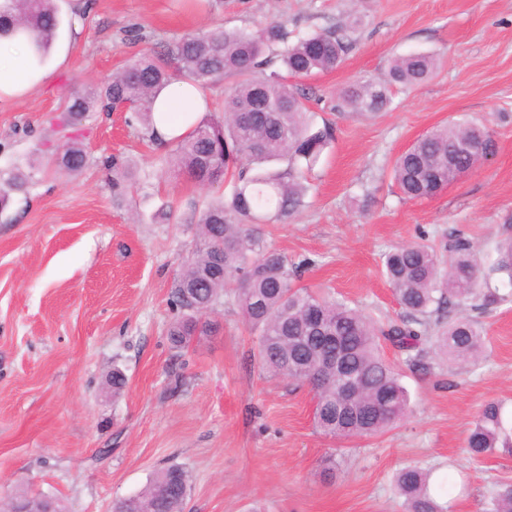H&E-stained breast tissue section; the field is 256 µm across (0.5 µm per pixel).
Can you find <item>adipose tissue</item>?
Segmentation results:
<instances>
[{
  "label": "adipose tissue",
  "mask_w": 512,
  "mask_h": 512,
  "mask_svg": "<svg viewBox=\"0 0 512 512\" xmlns=\"http://www.w3.org/2000/svg\"><path fill=\"white\" fill-rule=\"evenodd\" d=\"M62 54L52 50L40 55L34 36L26 31L0 37V103L23 98L43 84ZM208 107L199 88L175 82L164 88L153 103L154 133L165 144L192 131Z\"/></svg>",
  "instance_id": "1"
}]
</instances>
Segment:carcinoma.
I'll use <instances>...</instances> for the list:
<instances>
[{"instance_id":"obj_1","label":"carcinoma","mask_w":512,"mask_h":512,"mask_svg":"<svg viewBox=\"0 0 512 512\" xmlns=\"http://www.w3.org/2000/svg\"><path fill=\"white\" fill-rule=\"evenodd\" d=\"M60 24L54 0H3L0 34L23 28L49 47ZM350 43L332 31L300 36L288 42L271 23L257 31L218 29L181 37L158 56L144 54L100 86L76 90L65 108L66 127L80 123L95 106L121 111L136 101L135 119L153 137L152 104L156 93L175 81L205 89L233 75L239 81L224 98L220 120H201L177 143L173 168L188 181L213 187L226 176L234 180L228 197L206 202L197 221L199 248L171 290V305L181 316L169 338L181 348L196 333L217 331L206 319L229 299L256 336V356L271 378L308 384L314 394V421L327 437L352 440L376 436L411 412L410 395L398 370L380 353L389 343L406 355L411 369L423 370L431 345L449 359L474 363L484 351L478 321L463 314L474 304L485 309L504 300L490 275L512 285V235L496 250L483 276L473 259L472 242L458 234L448 238L443 257L432 247L397 246L383 261V273L402 313L378 322L349 304L295 286L298 266L269 247L259 224L284 221L305 206L304 171L311 169L333 138V129L314 126L290 77H312L334 69ZM430 53L395 58L385 81L368 80L345 87L342 104L351 112L373 113L390 103L388 85L414 86L435 72ZM470 150H457L462 141ZM495 147L484 125L451 123L418 139L396 159L393 177L404 198L436 195L464 173L476 170ZM455 163L448 166V153ZM86 163L80 143L68 139L56 146L47 165L77 172ZM33 174L21 170L0 176V208L10 196L27 191ZM134 186L126 163L112 156V191L127 194ZM335 335L342 346L339 367L325 364L318 336ZM474 458L512 456V416L495 400L486 402L467 438ZM397 490L407 512H444L440 498L455 488L449 479L433 490L428 474L405 466L396 474ZM189 476L177 466L159 471L136 494L144 512H183ZM492 512H512V486L493 498Z\"/></svg>"}]
</instances>
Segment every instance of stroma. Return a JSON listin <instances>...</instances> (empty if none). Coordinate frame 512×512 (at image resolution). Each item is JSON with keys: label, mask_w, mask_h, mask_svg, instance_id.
Masks as SVG:
<instances>
[{"label": "stroma", "mask_w": 512, "mask_h": 512, "mask_svg": "<svg viewBox=\"0 0 512 512\" xmlns=\"http://www.w3.org/2000/svg\"><path fill=\"white\" fill-rule=\"evenodd\" d=\"M63 63L28 96L0 103V172L34 167L26 193L0 211V508L40 494L59 512H111L161 468L191 476L183 512H406L396 472L415 465L432 483L453 478L448 512H488L512 483V456L471 457L466 438L488 400L512 409V295L477 312L478 364L430 353L427 371L401 370L412 412L386 432L334 440L314 425L310 388L271 379L232 303L211 318L218 333L173 348L169 303L197 242L208 190L167 165L172 145L144 137L127 112L89 113L77 135L87 156L71 175L43 153L72 91L100 84L145 52L217 27L280 22L289 38L336 30L351 48L341 64L297 82L316 124L333 139L307 174L305 207L262 228L266 243L303 262L301 286L372 319L401 308L383 275L385 254L449 234L470 239L478 265L512 224V0H56ZM434 54L431 79L390 88V108L358 115L340 105L350 83L383 80L391 60ZM454 121L488 126L495 153L436 196L405 200L396 158ZM135 187L112 192V158ZM171 207L166 223L155 220ZM126 385L112 393V371Z\"/></svg>", "instance_id": "1"}]
</instances>
